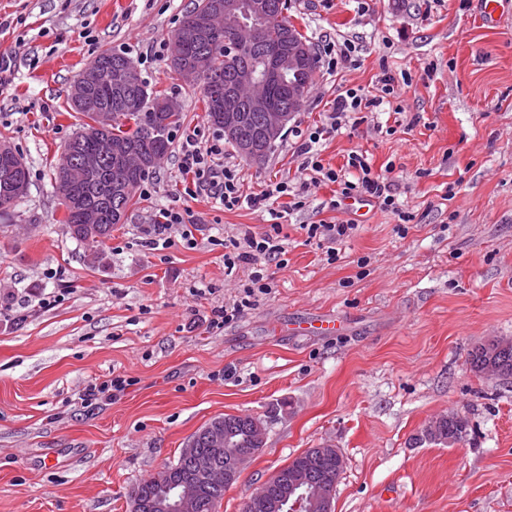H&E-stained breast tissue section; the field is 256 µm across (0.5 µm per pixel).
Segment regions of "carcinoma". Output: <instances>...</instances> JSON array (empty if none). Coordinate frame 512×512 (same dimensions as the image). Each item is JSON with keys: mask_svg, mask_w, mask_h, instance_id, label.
I'll use <instances>...</instances> for the list:
<instances>
[{"mask_svg": "<svg viewBox=\"0 0 512 512\" xmlns=\"http://www.w3.org/2000/svg\"><path fill=\"white\" fill-rule=\"evenodd\" d=\"M213 2L196 0L170 41L169 60L170 69L182 77L187 76L186 69L195 66L209 72V82L199 85L201 101L207 120L222 131L224 82L229 78L224 64V34L207 42L188 41L183 36V27L189 20L199 11L213 6ZM98 60L111 69L133 63L130 57L118 52H103ZM76 83L83 85L84 101L73 111L83 117V122L63 146L55 166L54 183H59L62 174L73 173L68 188L58 194L64 209V231L88 251L93 261L99 262L103 260V245L112 236V230L124 223L141 184L168 153L174 132L183 124L184 114L168 96L148 88L147 83L136 75L119 86L112 81L88 79L82 71ZM273 99L276 105L296 113L304 96L290 97L288 86L277 85L273 88ZM99 112L112 114V122L101 130L92 125ZM260 126L258 113H250L244 135L251 141V152L241 153L247 160L261 162L274 150V145L258 131ZM102 153L109 157V161L99 170L89 173L80 166V157ZM19 158L10 145L0 143V214L7 213L23 197L11 190L13 178L8 176L9 168ZM468 363L472 370L487 377L508 380L512 378V345L479 344L472 349ZM219 421L224 424L227 449L212 447L201 429L192 435L197 455L210 458L216 467L225 469L232 465L236 456L251 460L263 448L254 424L258 422L266 426L268 421L230 414L220 417ZM467 427V420L456 413L441 415L422 429L417 441L452 445L463 439ZM344 466L343 457L322 454L319 449L310 448L256 488L254 494L268 499L282 497L288 481L297 472L313 482L334 485ZM183 480L195 481L200 486L194 512H217L218 504L224 499V484L202 479L193 461L182 456L156 476L140 483L132 494L131 504L137 505V512H152V498L162 493L169 483Z\"/></svg>", "mask_w": 512, "mask_h": 512, "instance_id": "cac0c4a2", "label": "carcinoma"}]
</instances>
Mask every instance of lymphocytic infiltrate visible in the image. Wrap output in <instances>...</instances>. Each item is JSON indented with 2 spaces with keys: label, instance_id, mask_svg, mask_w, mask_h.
Returning a JSON list of instances; mask_svg holds the SVG:
<instances>
[{
  "label": "lymphocytic infiltrate",
  "instance_id": "lymphocytic-infiltrate-1",
  "mask_svg": "<svg viewBox=\"0 0 512 512\" xmlns=\"http://www.w3.org/2000/svg\"><path fill=\"white\" fill-rule=\"evenodd\" d=\"M380 95H369L360 89H347L338 94L332 109L325 115L321 124L308 128L300 136L297 154L301 157V178L285 179L267 184L262 194L244 198L237 169L225 166L224 145L220 140L201 144L196 135H186L179 143L180 171L191 178L196 191L224 207L233 210L250 201L259 206L269 201L285 199L283 211L273 212L272 224L261 230L244 229L238 236L230 237L224 242V266L231 269L246 265L251 269L248 280L242 286L239 299L214 308L208 321L209 328L221 329L238 319L245 307L258 302L260 296L268 294L272 287L270 267H286L288 239L280 219L282 215L304 209L308 204L310 185L320 182L336 184V192L341 199H361L377 204L382 210L397 215L398 234H406L407 226L414 219L413 214L402 211L391 192V184L386 175L373 172L372 166L363 152L354 151L348 156L347 166L334 169L326 166L321 157L322 145L342 129L356 127L359 115L373 112L379 108L385 96L394 94L396 78L384 74L381 79ZM359 230L358 224L351 221L339 223L319 221L304 225L303 231L307 242L323 247L327 261H336L339 257L338 247L354 237Z\"/></svg>",
  "mask_w": 512,
  "mask_h": 512
}]
</instances>
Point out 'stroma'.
Masks as SVG:
<instances>
[{
  "mask_svg": "<svg viewBox=\"0 0 512 512\" xmlns=\"http://www.w3.org/2000/svg\"><path fill=\"white\" fill-rule=\"evenodd\" d=\"M194 4L0 0V138L30 169L25 197L0 216V512H130L138 484L226 414L270 424L218 512H242L277 470L326 444L345 458L334 512H512V379L468 364L475 345L512 338V14L490 29L477 0H371L366 12L357 0H292L288 18L311 45L350 39L354 59L318 69L265 161L228 146L225 164L251 196L297 177V131L341 91L379 94L388 72L396 95L321 156L337 169L366 151L417 222L399 237L393 214L332 208L336 186L320 183L286 218L288 266L270 293L210 331L212 309L248 278L243 266L225 274L224 239L269 223L265 208L187 195L173 148L94 264L62 230L52 175L78 124L71 87L106 51L181 107L182 132L212 138L199 90L155 56ZM169 207L190 210L193 245L176 231L149 245L147 224ZM319 220L361 226L336 263L305 241L303 225ZM319 315L345 321L348 337L290 333ZM117 375L134 386L82 401L89 383ZM452 411L469 422L464 440L417 443Z\"/></svg>",
  "mask_w": 512,
  "mask_h": 512,
  "instance_id": "stroma-1",
  "label": "stroma"
}]
</instances>
